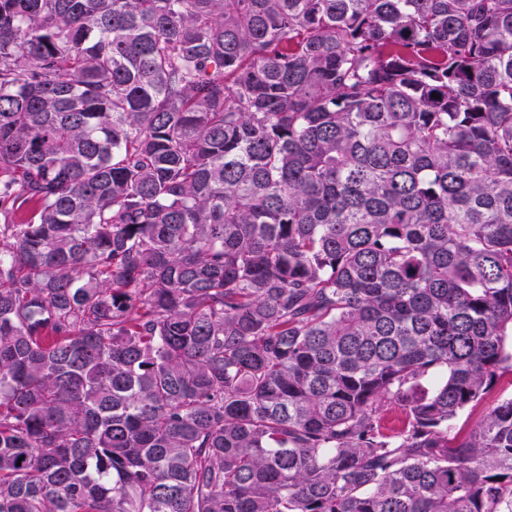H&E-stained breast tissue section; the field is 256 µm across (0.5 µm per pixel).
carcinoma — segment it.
<instances>
[{"label": "carcinoma", "instance_id": "1", "mask_svg": "<svg viewBox=\"0 0 512 512\" xmlns=\"http://www.w3.org/2000/svg\"><path fill=\"white\" fill-rule=\"evenodd\" d=\"M0 244V512H512V0H0ZM512 394V372L503 370L500 373L496 385L476 405L468 407L459 413L453 420L454 432L464 435L480 423L489 409L497 402L502 395Z\"/></svg>", "mask_w": 512, "mask_h": 512}]
</instances>
